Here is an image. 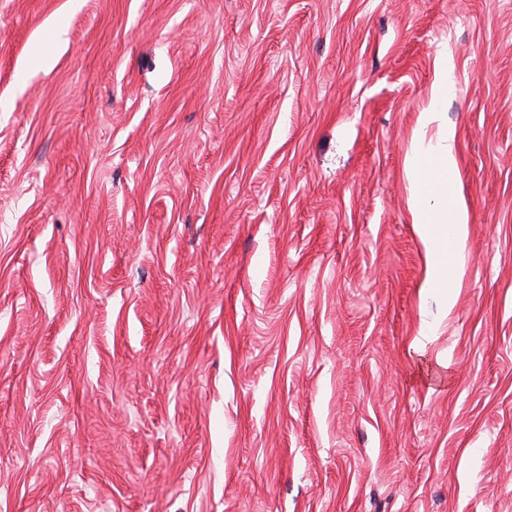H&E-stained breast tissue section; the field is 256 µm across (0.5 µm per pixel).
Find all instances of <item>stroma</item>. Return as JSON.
Wrapping results in <instances>:
<instances>
[{
    "mask_svg": "<svg viewBox=\"0 0 512 512\" xmlns=\"http://www.w3.org/2000/svg\"><path fill=\"white\" fill-rule=\"evenodd\" d=\"M0 512H512V0H0ZM451 70L448 53L436 58L430 90L431 111L420 113L417 144L405 163L410 182L427 200L424 204L418 203L412 212V224L426 249L424 290L441 289L450 306L454 302L453 283L459 274L451 255H457L465 247L468 212L451 178L456 167L454 131L444 129L436 143L431 140L426 143V135L447 99Z\"/></svg>",
    "mask_w": 512,
    "mask_h": 512,
    "instance_id": "35a3bbf8",
    "label": "stroma"
}]
</instances>
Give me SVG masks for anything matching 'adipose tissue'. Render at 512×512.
<instances>
[{
	"label": "adipose tissue",
	"mask_w": 512,
	"mask_h": 512,
	"mask_svg": "<svg viewBox=\"0 0 512 512\" xmlns=\"http://www.w3.org/2000/svg\"><path fill=\"white\" fill-rule=\"evenodd\" d=\"M452 63L447 55L434 62V81L430 90L431 108L418 121L417 144L406 158V172L416 191L424 198L412 212V222L426 249L427 289L451 296L459 273L453 261L465 247L468 212L451 178L456 167L455 133L444 129L437 141H427L430 125L448 94V74Z\"/></svg>",
	"instance_id": "obj_1"
}]
</instances>
